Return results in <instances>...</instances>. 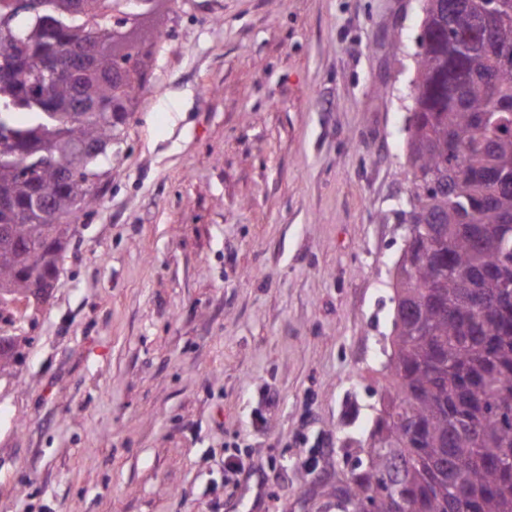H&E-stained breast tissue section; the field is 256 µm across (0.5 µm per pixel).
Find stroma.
<instances>
[{
  "instance_id": "obj_1",
  "label": "stroma",
  "mask_w": 512,
  "mask_h": 512,
  "mask_svg": "<svg viewBox=\"0 0 512 512\" xmlns=\"http://www.w3.org/2000/svg\"><path fill=\"white\" fill-rule=\"evenodd\" d=\"M422 6L165 0L107 192L0 327V512H341L392 389Z\"/></svg>"
}]
</instances>
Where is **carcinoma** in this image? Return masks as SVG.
Listing matches in <instances>:
<instances>
[{
	"instance_id": "cac0c4a2",
	"label": "carcinoma",
	"mask_w": 512,
	"mask_h": 512,
	"mask_svg": "<svg viewBox=\"0 0 512 512\" xmlns=\"http://www.w3.org/2000/svg\"><path fill=\"white\" fill-rule=\"evenodd\" d=\"M0 0V296L30 299L57 275L72 225L97 204L100 161L150 81L162 39L144 29L123 58L112 45L138 14L122 0ZM409 161L413 192L397 220L425 236L395 270L386 368L393 392L371 433V463L336 489L345 512H512V127L486 115L512 104V18L490 39L468 0H425ZM85 58L43 91L45 58ZM69 168L63 176L62 169Z\"/></svg>"
}]
</instances>
